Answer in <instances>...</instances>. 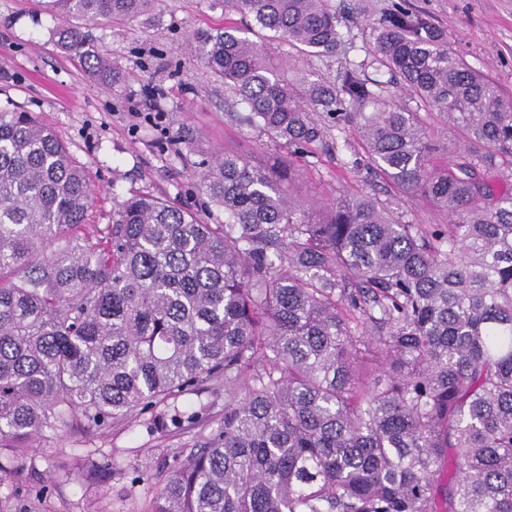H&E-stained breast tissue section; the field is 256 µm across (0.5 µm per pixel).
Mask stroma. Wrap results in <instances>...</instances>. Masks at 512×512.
<instances>
[{"label": "stroma", "instance_id": "1", "mask_svg": "<svg viewBox=\"0 0 512 512\" xmlns=\"http://www.w3.org/2000/svg\"><path fill=\"white\" fill-rule=\"evenodd\" d=\"M343 15L344 42L335 55L303 54L274 39L270 51L285 75L337 80L346 64L364 65L383 81L385 99L415 108L411 93L390 84L369 50L373 26L404 6L430 17L449 47L491 75L512 95V0H334ZM61 22L40 0H0V108L24 110L52 128L81 166L95 202L81 233L103 237L118 205L152 194L193 208L204 224L224 210L210 199L203 172L229 152L267 168L289 160L292 196L320 204L346 191H376L387 211L406 224H444L448 217L426 199H408L374 171L345 165L354 132L329 128L326 144L298 157L262 129L240 120L233 90L197 60L198 31L224 25L213 0H157L151 18L127 23L81 22L91 50L112 60L114 78L92 76L82 59L57 45ZM231 389L216 383L196 395H177L136 410L122 425L89 434L47 432L36 439L40 478L0 481V512H148L164 463L200 444L224 416ZM206 415L187 416L199 405Z\"/></svg>", "mask_w": 512, "mask_h": 512}]
</instances>
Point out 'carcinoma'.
Returning <instances> with one entry per match:
<instances>
[{"mask_svg":"<svg viewBox=\"0 0 512 512\" xmlns=\"http://www.w3.org/2000/svg\"><path fill=\"white\" fill-rule=\"evenodd\" d=\"M157 0H43L131 21ZM199 61L244 120L294 152L353 128L348 164L449 223L404 224L341 193L317 219L234 154L204 174L224 223L124 200L105 240L76 234L94 195L56 133L0 110V481L38 475L43 430L93 431L224 380L241 388L203 446L173 459L150 512H512V96L425 17L381 18L370 53L462 137L444 165L419 112L354 68L290 79L259 27L308 53L344 41L332 0H214ZM61 50L112 65L70 27Z\"/></svg>","mask_w":512,"mask_h":512,"instance_id":"obj_1","label":"carcinoma"}]
</instances>
